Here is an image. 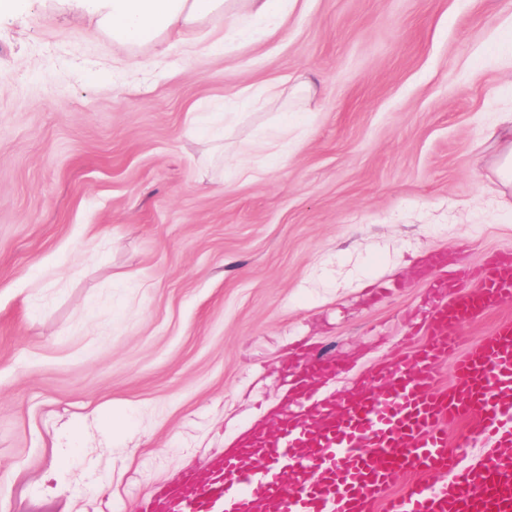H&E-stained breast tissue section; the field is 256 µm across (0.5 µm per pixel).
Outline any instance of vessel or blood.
<instances>
[{"label":"vessel or blood","mask_w":512,"mask_h":512,"mask_svg":"<svg viewBox=\"0 0 512 512\" xmlns=\"http://www.w3.org/2000/svg\"><path fill=\"white\" fill-rule=\"evenodd\" d=\"M476 280L472 292L432 285L423 343L343 393L326 389L343 360L296 350L274 429H253L145 512H512V319L464 350L456 335L512 304V253L491 255ZM447 359L455 379L442 386ZM457 427L489 442L481 461L460 466L448 437Z\"/></svg>","instance_id":"b4317fda"}]
</instances>
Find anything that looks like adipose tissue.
<instances>
[{"instance_id": "1", "label": "adipose tissue", "mask_w": 512, "mask_h": 512, "mask_svg": "<svg viewBox=\"0 0 512 512\" xmlns=\"http://www.w3.org/2000/svg\"><path fill=\"white\" fill-rule=\"evenodd\" d=\"M103 21L115 40L131 45L183 33L216 15L275 16V0H103Z\"/></svg>"}]
</instances>
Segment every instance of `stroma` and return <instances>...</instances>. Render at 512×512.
I'll return each instance as SVG.
<instances>
[{
  "label": "stroma",
  "mask_w": 512,
  "mask_h": 512,
  "mask_svg": "<svg viewBox=\"0 0 512 512\" xmlns=\"http://www.w3.org/2000/svg\"><path fill=\"white\" fill-rule=\"evenodd\" d=\"M224 25L130 46L96 0L0 15L13 512H142L279 399L296 346L349 358L344 389L408 348L430 285L512 251L486 135L512 112V0H296L230 44ZM286 112L307 132L268 155Z\"/></svg>",
  "instance_id": "1"
}]
</instances>
